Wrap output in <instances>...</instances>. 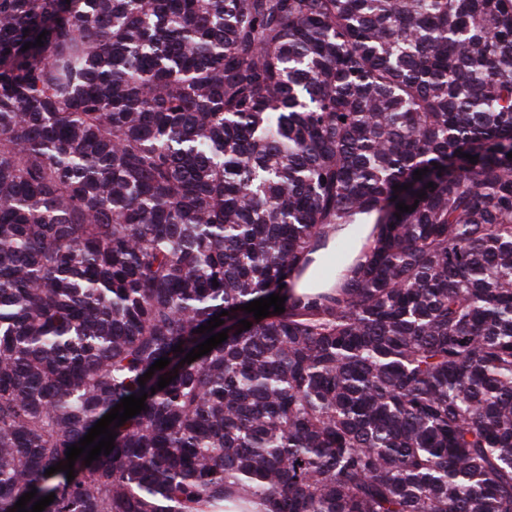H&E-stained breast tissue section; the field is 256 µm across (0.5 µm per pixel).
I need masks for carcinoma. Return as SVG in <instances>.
<instances>
[{"instance_id": "1", "label": "carcinoma", "mask_w": 512, "mask_h": 512, "mask_svg": "<svg viewBox=\"0 0 512 512\" xmlns=\"http://www.w3.org/2000/svg\"><path fill=\"white\" fill-rule=\"evenodd\" d=\"M510 152L512 0H0V512H512ZM329 224L325 229L327 232V246L319 248L310 255L313 258L311 265L304 271L299 279L296 280V291L298 293H310L320 290H328L336 286L334 273L332 275L323 274V268L328 257L336 251V240L351 239L354 250L350 263L359 259L363 245L367 243V238L373 231L375 224Z\"/></svg>"}]
</instances>
